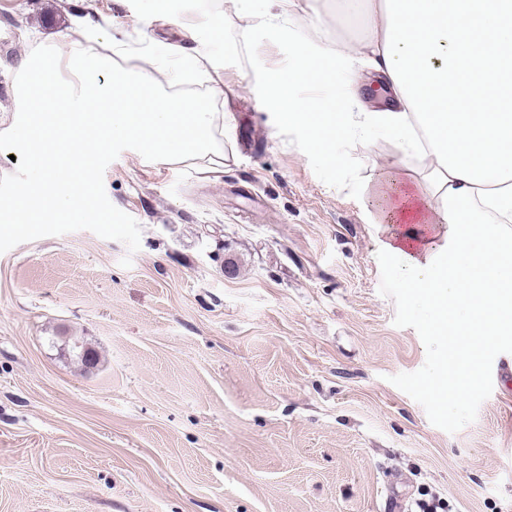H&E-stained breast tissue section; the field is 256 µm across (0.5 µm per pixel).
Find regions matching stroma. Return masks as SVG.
<instances>
[{"mask_svg":"<svg viewBox=\"0 0 512 512\" xmlns=\"http://www.w3.org/2000/svg\"><path fill=\"white\" fill-rule=\"evenodd\" d=\"M295 3L296 35L322 48L363 31L316 29L336 0ZM77 14L124 44L202 51L130 0H0V116L18 111L22 60L59 34L115 58ZM217 82L221 172L133 150L105 171L136 253L79 230L0 254V512H512V389L477 383L512 372V334L461 359L382 252L367 197L315 176L251 69L207 68ZM441 371L455 404L430 392Z\"/></svg>","mask_w":512,"mask_h":512,"instance_id":"1","label":"stroma"}]
</instances>
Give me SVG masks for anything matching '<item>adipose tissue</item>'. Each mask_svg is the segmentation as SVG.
Returning a JSON list of instances; mask_svg holds the SVG:
<instances>
[{
    "label": "adipose tissue",
    "mask_w": 512,
    "mask_h": 512,
    "mask_svg": "<svg viewBox=\"0 0 512 512\" xmlns=\"http://www.w3.org/2000/svg\"><path fill=\"white\" fill-rule=\"evenodd\" d=\"M364 14L367 34L338 43L336 67L313 41L289 35L290 53L310 82L343 89L341 120L328 122L296 84L262 74L264 91L283 122L309 133L313 152L334 160L336 139L373 142L394 134L417 152V129L431 149L424 181L404 182L400 164L368 193L392 215L399 233L385 248L402 261L425 303L428 326L467 339L475 353L489 336L512 333V239L497 220L512 221V0H339ZM393 96L383 110L359 109L363 70ZM443 228V243H424Z\"/></svg>",
    "instance_id": "obj_1"
}]
</instances>
